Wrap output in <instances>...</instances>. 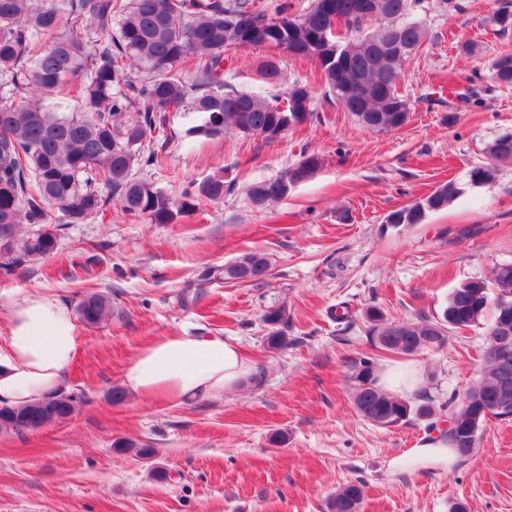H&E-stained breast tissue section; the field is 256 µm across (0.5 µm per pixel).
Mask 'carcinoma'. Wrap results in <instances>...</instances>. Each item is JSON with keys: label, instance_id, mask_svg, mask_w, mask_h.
<instances>
[{"label": "carcinoma", "instance_id": "1", "mask_svg": "<svg viewBox=\"0 0 512 512\" xmlns=\"http://www.w3.org/2000/svg\"><path fill=\"white\" fill-rule=\"evenodd\" d=\"M268 0H0V269L10 274L33 260L53 255L59 237L52 210L70 224L105 216L114 203L153 224H175L194 201L224 199L236 183L224 173L195 184L175 200L138 176L159 161L142 150L143 141L166 124L165 112L199 114L187 134L218 138L229 131L275 142L313 118L314 87L293 83L284 100L249 91L224 90V55L229 48H300L296 58L314 63L324 94L373 132H389L409 120L411 100L400 89L406 67L427 38L415 13L425 0H311L300 13ZM376 23L372 31L364 29ZM486 22L498 33L512 32V0H498ZM192 62L193 81L182 65ZM495 81L512 86V52L491 63ZM496 162H512V133L487 146ZM319 157L274 179L246 188L251 205L264 209L288 196L312 176ZM497 168L474 166L468 183L485 185ZM463 193L454 179L392 211L390 224H419ZM28 224L23 236L16 229ZM271 265L261 251L224 264L227 282L259 284ZM512 302V264H500L488 279L460 282L448 294L441 317L390 320L380 309L365 310L369 344L397 356L439 349L449 333L486 329L481 375L463 392L436 408L417 406L379 388L373 361L351 362L356 413L382 428L415 415L428 429H445L462 460L479 447L487 421L512 418V319L503 325L500 304ZM80 320L94 327L112 315V296L90 292L76 306ZM271 328L269 347L288 345L281 327L286 310L269 307L262 316ZM82 398L61 389L23 407H0V432L38 431L66 421ZM361 484L348 483L326 501L327 512H359Z\"/></svg>", "mask_w": 512, "mask_h": 512}]
</instances>
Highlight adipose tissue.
<instances>
[{
	"label": "adipose tissue",
	"instance_id": "ef3b65f1",
	"mask_svg": "<svg viewBox=\"0 0 512 512\" xmlns=\"http://www.w3.org/2000/svg\"><path fill=\"white\" fill-rule=\"evenodd\" d=\"M79 350L71 309L50 294L23 293L10 304L9 333L0 341V405L21 406L57 392ZM252 360L236 339L220 333L176 332L142 347L127 367L130 394L172 405L219 398L249 379ZM384 389L411 397L422 383L419 366L397 363L382 369ZM456 455L440 432L424 438L391 462L394 471L445 470Z\"/></svg>",
	"mask_w": 512,
	"mask_h": 512
}]
</instances>
